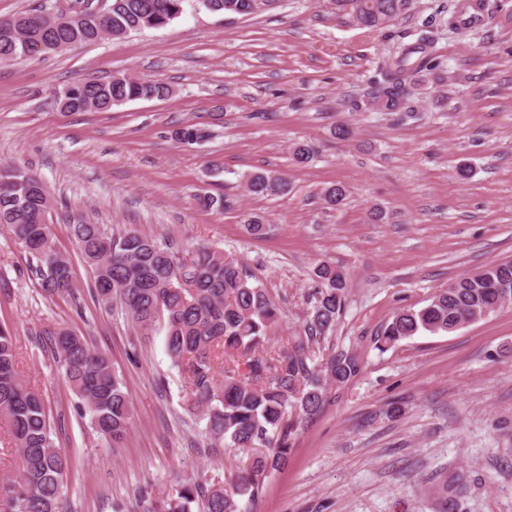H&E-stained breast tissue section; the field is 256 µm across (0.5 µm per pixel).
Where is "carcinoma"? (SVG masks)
<instances>
[{
	"mask_svg": "<svg viewBox=\"0 0 512 512\" xmlns=\"http://www.w3.org/2000/svg\"><path fill=\"white\" fill-rule=\"evenodd\" d=\"M188 0H118L112 18L97 21L90 9L67 14L28 11L0 19V62L26 56L25 44H43L42 53L60 52L105 36L161 28L184 12ZM277 0H208L205 9L252 15ZM358 26H388L409 0H336ZM427 44L410 47L395 59L372 93L384 112L413 111L415 77L427 66ZM416 60H411L414 55ZM69 112L108 111L117 102L140 96L164 99L168 85L151 79L89 77L68 87ZM13 181L0 180V225L22 244L31 258L40 288L47 296L69 295L75 288L71 261L53 240L49 222L51 197L45 185L20 166ZM252 195L286 191L285 179L273 171L246 176ZM73 240L89 267L94 295L105 305L117 303L141 333L161 324L173 363L181 367L186 410L205 422L215 445L265 451L248 458L236 479L224 487L200 477L179 485L157 512H191L200 500L205 512H240L242 499L255 500L273 472L288 464L290 439L298 421L325 403L327 383L347 382L358 372L357 359L338 353L315 368L317 351L328 339L345 307L346 276L319 264L310 293L312 311L286 349L263 352L280 324L279 306L252 282L236 260L208 247L183 250L127 229L111 236L100 225H70ZM512 304V261L496 262L443 289L419 309L401 310L378 338L386 347L420 332L448 333ZM55 359L78 398L77 412L89 417L96 433L117 447L133 417L131 402L111 359L94 351L77 333L47 331ZM16 336L0 326V421H5L18 465L0 483V512H60L71 455L54 440V419L43 397L29 388L17 370Z\"/></svg>",
	"mask_w": 512,
	"mask_h": 512,
	"instance_id": "obj_1",
	"label": "carcinoma"
}]
</instances>
